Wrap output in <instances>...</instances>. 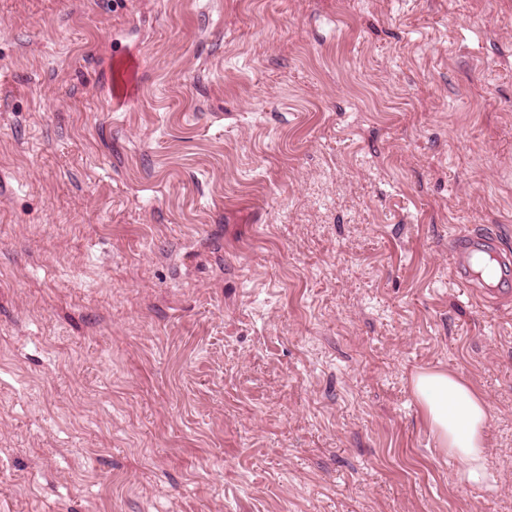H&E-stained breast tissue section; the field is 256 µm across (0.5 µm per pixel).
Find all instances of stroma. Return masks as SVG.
<instances>
[{"instance_id":"stroma-1","label":"stroma","mask_w":512,"mask_h":512,"mask_svg":"<svg viewBox=\"0 0 512 512\" xmlns=\"http://www.w3.org/2000/svg\"><path fill=\"white\" fill-rule=\"evenodd\" d=\"M464 231L512 251V0H0V512H512ZM411 386L439 448L458 464L457 480L469 485L484 482L489 415L483 397L466 380L444 371L416 373Z\"/></svg>"}]
</instances>
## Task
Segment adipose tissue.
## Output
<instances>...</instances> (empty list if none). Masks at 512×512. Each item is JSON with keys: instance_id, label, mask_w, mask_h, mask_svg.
Returning <instances> with one entry per match:
<instances>
[{"instance_id": "1", "label": "adipose tissue", "mask_w": 512, "mask_h": 512, "mask_svg": "<svg viewBox=\"0 0 512 512\" xmlns=\"http://www.w3.org/2000/svg\"><path fill=\"white\" fill-rule=\"evenodd\" d=\"M411 386L439 448L458 464L457 480L484 482L488 406L483 397L466 380L444 371L416 373Z\"/></svg>"}]
</instances>
